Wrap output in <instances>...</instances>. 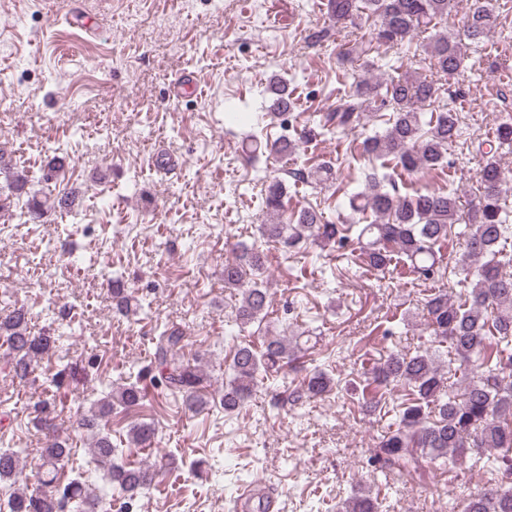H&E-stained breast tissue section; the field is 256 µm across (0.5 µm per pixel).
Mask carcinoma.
Masks as SVG:
<instances>
[{
    "instance_id": "1",
    "label": "carcinoma",
    "mask_w": 512,
    "mask_h": 512,
    "mask_svg": "<svg viewBox=\"0 0 512 512\" xmlns=\"http://www.w3.org/2000/svg\"><path fill=\"white\" fill-rule=\"evenodd\" d=\"M455 0H328L330 16L341 23L362 15H376L379 45H401L419 33L435 30L448 19ZM496 25V16L485 5L473 4L466 16L465 37L473 43L486 38ZM430 65L440 77L461 71L466 53L461 41L443 32L426 46ZM373 44L355 42L342 57L374 66ZM443 84L409 75L390 77L382 83L362 79L355 82L332 112L313 127H303L295 137L282 135L269 144V151L290 153L314 134L352 131L369 113H389L384 128L361 142L368 160L384 169L410 174L420 170L453 168L448 147L460 137L459 112L432 109L424 119L422 107L440 102ZM271 96L267 115L284 120L294 111L295 99L288 82L270 80ZM478 202L465 229L454 231L460 215L456 197L440 190L414 189L401 192L398 182L376 172L365 176V190L349 197L357 220L347 224H323L310 209L301 210L284 224L279 221L285 207V181L273 179L264 189L263 205L273 222L259 225L260 237L288 254L307 241L322 248L343 249L357 244L366 265L381 274L401 265L400 274H414L423 282L436 283L445 273L471 286L466 298L453 302L437 291L423 301V316L434 344L413 354L391 351L366 373L362 384V406L377 409L381 390L395 383L405 394L398 405V420L378 438L372 461L390 470L411 474L426 460L453 467L467 453L482 459L486 452L499 455L491 461L497 486L467 499L462 506L450 504V512H512V226L502 206V172L496 155L489 151L479 171ZM459 245L454 265L442 266V253L452 241ZM259 245H238L235 260L224 264V287L238 291L234 325L228 332L235 343L231 362L224 371L220 395L224 413L230 415L252 398L264 380L286 378L297 354L303 350L301 336L288 331H265L261 345L242 335L251 324L266 321L269 289L264 276ZM112 296L118 311H131V296L121 279L111 274ZM32 316L14 309L0 316V340L8 346L16 376L34 372L38 359L58 341L54 336H36ZM185 331L172 325L155 337L150 364L144 372L173 394L183 396L186 407L195 411L206 406L196 395L203 380L201 370L177 358ZM291 390L295 400L313 401L327 397L337 388L332 374L316 369L306 373ZM144 394L138 381L104 393L80 426L91 432L88 453L92 466L59 484L60 470L70 457L67 443L52 440L41 450V488L28 493L17 489L4 503L8 512H60L66 503L77 512H97L100 504L114 499L126 504L149 489L169 464L160 457L153 465L131 466L115 460L116 448L109 433L102 431V419L116 406L129 409L140 404ZM156 428L139 423L130 428V444L147 448L156 442ZM21 475L19 451L0 449V482L17 483ZM378 498L360 488L342 505L343 512H378Z\"/></svg>"
}]
</instances>
